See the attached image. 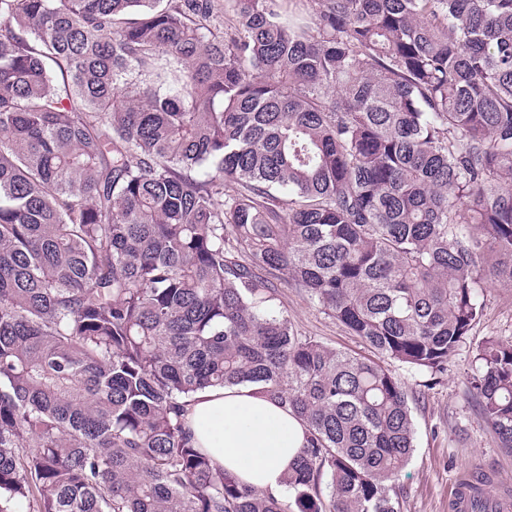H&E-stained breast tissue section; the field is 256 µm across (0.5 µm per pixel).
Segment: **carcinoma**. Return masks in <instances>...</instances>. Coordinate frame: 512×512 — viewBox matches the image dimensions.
Masks as SVG:
<instances>
[{"mask_svg": "<svg viewBox=\"0 0 512 512\" xmlns=\"http://www.w3.org/2000/svg\"><path fill=\"white\" fill-rule=\"evenodd\" d=\"M225 4L0 0V512H400L406 386L273 279L432 374L512 283V0ZM232 386L308 430L286 501L192 445ZM274 282L277 285L274 309L288 316L298 336L315 338L336 350L378 360L377 354L371 352L344 325L325 314L304 291L283 280Z\"/></svg>", "mask_w": 512, "mask_h": 512, "instance_id": "obj_1", "label": "carcinoma"}]
</instances>
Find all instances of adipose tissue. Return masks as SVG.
Listing matches in <instances>:
<instances>
[{
    "instance_id": "obj_1",
    "label": "adipose tissue",
    "mask_w": 512,
    "mask_h": 512,
    "mask_svg": "<svg viewBox=\"0 0 512 512\" xmlns=\"http://www.w3.org/2000/svg\"><path fill=\"white\" fill-rule=\"evenodd\" d=\"M194 447L243 482L282 494V476L306 441L305 426L273 400L248 386L212 388L187 409Z\"/></svg>"
}]
</instances>
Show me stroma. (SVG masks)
<instances>
[{
  "label": "stroma",
  "instance_id": "1",
  "mask_svg": "<svg viewBox=\"0 0 512 512\" xmlns=\"http://www.w3.org/2000/svg\"><path fill=\"white\" fill-rule=\"evenodd\" d=\"M483 312L439 377L399 364L390 369L405 382L416 429L414 452L395 481L401 512H448L456 482L491 474L495 490H512V448L501 447L484 422L470 388L473 358L481 342L512 344V285L484 275L480 288ZM275 311L288 316L298 336L315 338L336 350L369 355V348L344 325L325 314L307 294L278 282Z\"/></svg>",
  "mask_w": 512,
  "mask_h": 512
}]
</instances>
